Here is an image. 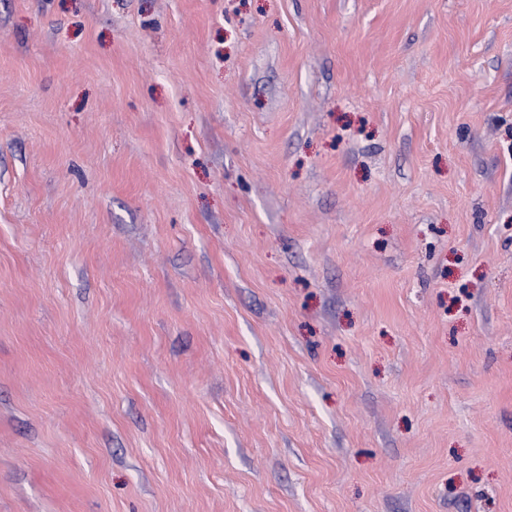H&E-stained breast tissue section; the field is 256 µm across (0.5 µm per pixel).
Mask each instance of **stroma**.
Instances as JSON below:
<instances>
[{"mask_svg":"<svg viewBox=\"0 0 512 512\" xmlns=\"http://www.w3.org/2000/svg\"><path fill=\"white\" fill-rule=\"evenodd\" d=\"M0 512H512V0H0Z\"/></svg>","mask_w":512,"mask_h":512,"instance_id":"35a3bbf8","label":"stroma"}]
</instances>
